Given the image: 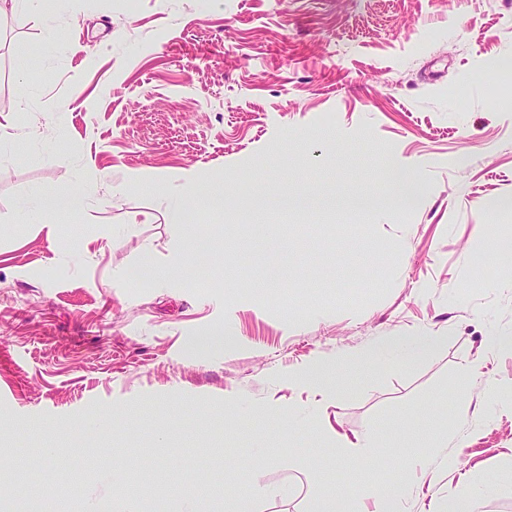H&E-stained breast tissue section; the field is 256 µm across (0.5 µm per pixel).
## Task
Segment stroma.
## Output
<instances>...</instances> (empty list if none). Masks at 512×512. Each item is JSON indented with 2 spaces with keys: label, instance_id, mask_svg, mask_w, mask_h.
I'll return each instance as SVG.
<instances>
[{
  "label": "stroma",
  "instance_id": "35a3bbf8",
  "mask_svg": "<svg viewBox=\"0 0 512 512\" xmlns=\"http://www.w3.org/2000/svg\"><path fill=\"white\" fill-rule=\"evenodd\" d=\"M507 86L512 0L0 15V487L27 486L12 512L67 478L76 512H108L131 475L142 512H325L328 483L362 508L397 486L403 512H512ZM191 177L213 193L169 223ZM46 190L78 208L36 223ZM420 332L441 339L425 357H350ZM314 358L336 363L317 409L288 383ZM371 432L364 455L336 448ZM254 482L280 493L252 500Z\"/></svg>",
  "mask_w": 512,
  "mask_h": 512
}]
</instances>
